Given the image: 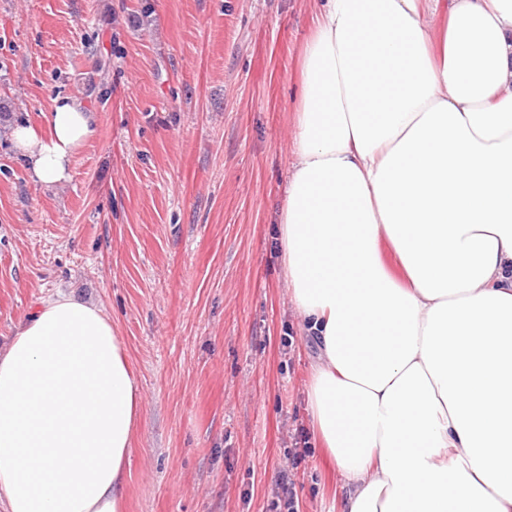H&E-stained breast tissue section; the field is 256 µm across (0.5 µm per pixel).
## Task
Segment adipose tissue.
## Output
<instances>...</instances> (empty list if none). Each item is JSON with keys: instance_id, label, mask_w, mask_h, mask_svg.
Segmentation results:
<instances>
[{"instance_id": "obj_1", "label": "adipose tissue", "mask_w": 512, "mask_h": 512, "mask_svg": "<svg viewBox=\"0 0 512 512\" xmlns=\"http://www.w3.org/2000/svg\"><path fill=\"white\" fill-rule=\"evenodd\" d=\"M300 84L280 245L343 512H512V0H318ZM96 134L75 94L12 139L52 185ZM141 407L111 318L42 299L0 353V512H122Z\"/></svg>"}]
</instances>
